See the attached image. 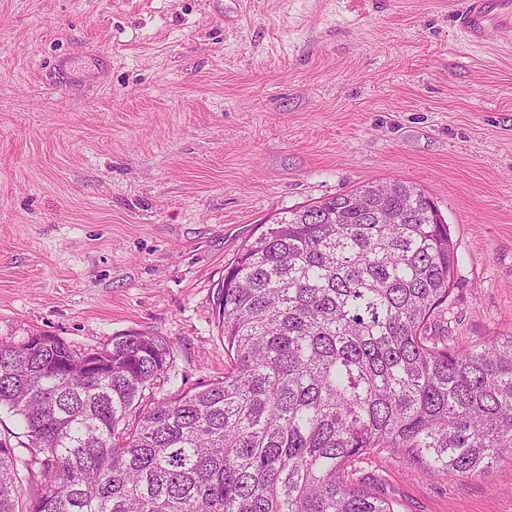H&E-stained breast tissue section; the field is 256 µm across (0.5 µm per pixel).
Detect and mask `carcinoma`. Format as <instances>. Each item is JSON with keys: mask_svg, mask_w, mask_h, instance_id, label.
Here are the masks:
<instances>
[{"mask_svg": "<svg viewBox=\"0 0 512 512\" xmlns=\"http://www.w3.org/2000/svg\"><path fill=\"white\" fill-rule=\"evenodd\" d=\"M458 264L449 225L409 182L278 213L224 269V378L141 409L172 342L132 332L77 352L0 339V512H397L345 478L384 449L440 478L512 460V333L427 336ZM135 414L131 427L121 422ZM22 432L10 414L4 411L0 412V441H6L12 448H18V451L24 454L25 450L21 445L25 446L24 443L27 442V439Z\"/></svg>", "mask_w": 512, "mask_h": 512, "instance_id": "obj_1", "label": "carcinoma"}]
</instances>
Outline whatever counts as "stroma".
Listing matches in <instances>:
<instances>
[{"mask_svg": "<svg viewBox=\"0 0 512 512\" xmlns=\"http://www.w3.org/2000/svg\"><path fill=\"white\" fill-rule=\"evenodd\" d=\"M463 0H0V335L174 342L156 397L224 376L216 294L270 216L373 181L425 190L456 243L430 337L512 331V47ZM106 52L96 82L51 68ZM398 512H512V463L368 455Z\"/></svg>", "mask_w": 512, "mask_h": 512, "instance_id": "1", "label": "stroma"}]
</instances>
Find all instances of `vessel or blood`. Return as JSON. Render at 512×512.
Returning a JSON list of instances; mask_svg holds the SVG:
<instances>
[{"instance_id": "vessel-or-blood-1", "label": "vessel or blood", "mask_w": 512, "mask_h": 512, "mask_svg": "<svg viewBox=\"0 0 512 512\" xmlns=\"http://www.w3.org/2000/svg\"><path fill=\"white\" fill-rule=\"evenodd\" d=\"M457 23L467 43L481 44L491 33L512 43V0H466Z\"/></svg>"}]
</instances>
